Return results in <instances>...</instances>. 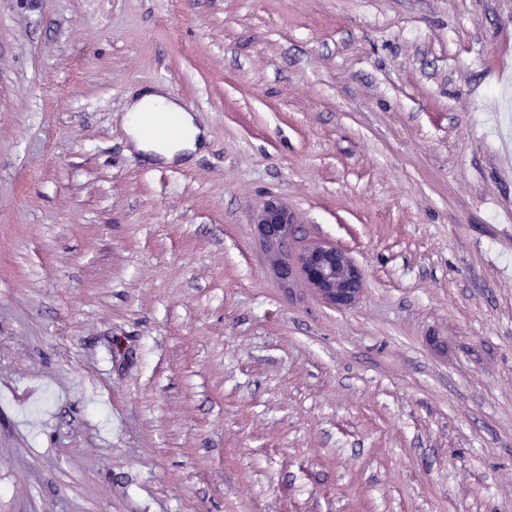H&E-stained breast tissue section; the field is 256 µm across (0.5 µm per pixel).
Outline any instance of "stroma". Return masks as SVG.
<instances>
[{"mask_svg": "<svg viewBox=\"0 0 512 512\" xmlns=\"http://www.w3.org/2000/svg\"><path fill=\"white\" fill-rule=\"evenodd\" d=\"M0 512H512V0H0ZM162 113L164 122L149 125L144 120L147 112ZM123 125L132 150L152 156L165 164L196 152L206 139V132L186 112L164 86H154L130 100L123 115ZM166 127L175 129L169 133ZM259 238L277 264L280 283L289 288L293 280L303 278L325 302L343 307L352 304L362 290L357 266L334 245L314 243L302 249L295 265L280 261L282 249L293 236V218L281 201L262 204L252 218Z\"/></svg>", "mask_w": 512, "mask_h": 512, "instance_id": "1", "label": "stroma"}]
</instances>
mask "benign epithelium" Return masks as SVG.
<instances>
[{"mask_svg": "<svg viewBox=\"0 0 512 512\" xmlns=\"http://www.w3.org/2000/svg\"><path fill=\"white\" fill-rule=\"evenodd\" d=\"M252 224L277 264L283 287H289L299 276L331 305L348 306L358 298L362 290L360 272L347 254L334 245L310 244L302 249L294 265L280 261L283 247L293 236V218L283 202L263 203L254 214Z\"/></svg>", "mask_w": 512, "mask_h": 512, "instance_id": "7a95c632", "label": "benign epithelium"}]
</instances>
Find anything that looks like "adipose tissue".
I'll use <instances>...</instances> for the list:
<instances>
[{
	"label": "adipose tissue",
	"mask_w": 512,
	"mask_h": 512,
	"mask_svg": "<svg viewBox=\"0 0 512 512\" xmlns=\"http://www.w3.org/2000/svg\"><path fill=\"white\" fill-rule=\"evenodd\" d=\"M123 125L133 151L166 164L196 152L206 139L193 115L160 85L130 100Z\"/></svg>",
	"instance_id": "obj_1"
}]
</instances>
